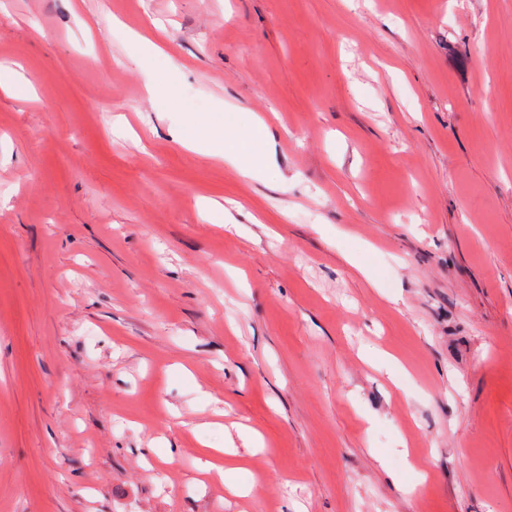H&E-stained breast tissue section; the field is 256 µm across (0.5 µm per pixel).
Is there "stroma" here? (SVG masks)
<instances>
[{"mask_svg": "<svg viewBox=\"0 0 512 512\" xmlns=\"http://www.w3.org/2000/svg\"><path fill=\"white\" fill-rule=\"evenodd\" d=\"M1 63L0 512H512V0H0ZM235 131V126L226 117L223 129H211L200 126L195 131L180 129L174 133L176 140L188 148L194 149L206 156H219L224 158L232 168L243 178L254 179L258 172L265 168L270 161V148L267 139L263 136L256 149L250 155H242L233 149L224 151V141L227 135Z\"/></svg>", "mask_w": 512, "mask_h": 512, "instance_id": "35a3bbf8", "label": "stroma"}]
</instances>
